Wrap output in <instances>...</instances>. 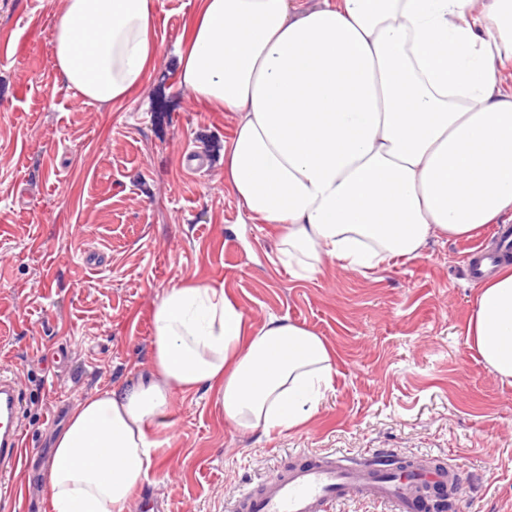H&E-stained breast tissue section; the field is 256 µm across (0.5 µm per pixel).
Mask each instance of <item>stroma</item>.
I'll return each instance as SVG.
<instances>
[{
	"label": "stroma",
	"instance_id": "35a3bbf8",
	"mask_svg": "<svg viewBox=\"0 0 512 512\" xmlns=\"http://www.w3.org/2000/svg\"><path fill=\"white\" fill-rule=\"evenodd\" d=\"M200 0H155L156 54L127 98L83 99L56 69L66 0L0 9V362L26 395L31 445L22 495L0 512H50L40 471L54 434L86 398L150 371L152 312L183 280L223 287L252 329L270 317L321 336L331 389L298 428L265 436L225 419L214 392L172 390L151 427L156 468L139 496L163 512H225L239 490L297 454L334 450L454 459L453 512H512V383L468 342L477 290L471 240L430 239L413 259L358 273L325 262L293 276L280 227L251 222L224 182L239 115L180 84L177 42Z\"/></svg>",
	"mask_w": 512,
	"mask_h": 512
}]
</instances>
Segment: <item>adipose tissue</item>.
<instances>
[{
    "mask_svg": "<svg viewBox=\"0 0 512 512\" xmlns=\"http://www.w3.org/2000/svg\"><path fill=\"white\" fill-rule=\"evenodd\" d=\"M152 18L153 0H67L54 64L82 98L124 99L154 52ZM176 52L194 98L239 113L224 181L249 219L280 225L298 277L512 222V0H202ZM477 288L467 339L512 381V268ZM153 329L148 382L88 397L56 434L52 512H125L172 389L215 391L226 419L268 435L306 422L332 384L320 336L278 318L250 331L211 285L165 289Z\"/></svg>",
    "mask_w": 512,
    "mask_h": 512,
    "instance_id": "adipose-tissue-1",
    "label": "adipose tissue"
}]
</instances>
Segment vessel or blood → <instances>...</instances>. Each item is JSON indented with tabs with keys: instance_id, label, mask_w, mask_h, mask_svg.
Listing matches in <instances>:
<instances>
[{
	"instance_id": "vessel-or-blood-1",
	"label": "vessel or blood",
	"mask_w": 512,
	"mask_h": 512,
	"mask_svg": "<svg viewBox=\"0 0 512 512\" xmlns=\"http://www.w3.org/2000/svg\"><path fill=\"white\" fill-rule=\"evenodd\" d=\"M495 249H470L466 272L483 277L484 269L512 255V226L495 227ZM25 395L7 367H0V491L14 492L29 452L22 426ZM460 491V469L452 462L415 459L404 468L382 464L380 457H351L337 452L302 456L264 480L257 489L235 496L227 512H335L338 503L366 498L388 512H436L439 498L420 497L422 488Z\"/></svg>"
}]
</instances>
